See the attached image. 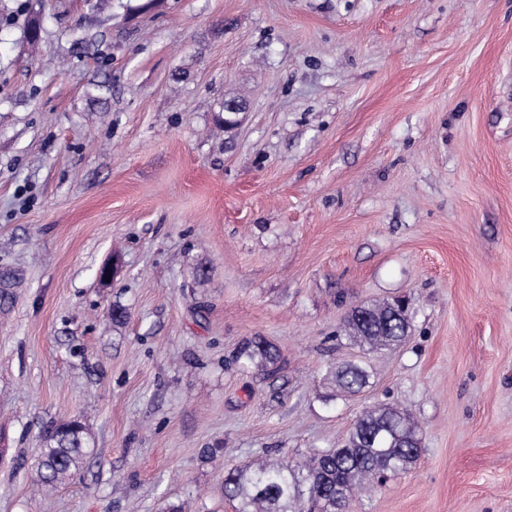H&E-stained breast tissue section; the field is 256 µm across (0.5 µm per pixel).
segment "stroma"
I'll list each match as a JSON object with an SVG mask.
<instances>
[{
	"label": "stroma",
	"mask_w": 512,
	"mask_h": 512,
	"mask_svg": "<svg viewBox=\"0 0 512 512\" xmlns=\"http://www.w3.org/2000/svg\"><path fill=\"white\" fill-rule=\"evenodd\" d=\"M398 296L338 396L346 313ZM379 403L421 453L348 512H512V0H0V512H234L225 469ZM74 417L94 454L39 494ZM276 349L262 341L248 342L243 346L237 355V360L246 365L257 367H268L274 365L277 360ZM335 386L343 396L360 393L370 384V365L362 360H350L331 369Z\"/></svg>",
	"instance_id": "obj_1"
}]
</instances>
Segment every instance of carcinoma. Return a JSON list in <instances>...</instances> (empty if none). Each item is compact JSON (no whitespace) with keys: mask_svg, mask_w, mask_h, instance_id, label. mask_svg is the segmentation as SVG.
Instances as JSON below:
<instances>
[{"mask_svg":"<svg viewBox=\"0 0 512 512\" xmlns=\"http://www.w3.org/2000/svg\"><path fill=\"white\" fill-rule=\"evenodd\" d=\"M412 314L401 299L382 300L351 309L344 338L368 351L394 348L406 340ZM246 365L267 367L276 349L262 341L249 342L237 355ZM340 394L360 393L370 384V365L342 362L331 369ZM421 438L415 422L403 410L377 405L366 409L344 444L276 466L236 467L224 472V497L238 503L236 512H346L353 490L383 484L406 472L417 460ZM93 454L85 428L77 421L52 423L42 434L39 463L33 479L37 488L55 490Z\"/></svg>","mask_w":512,"mask_h":512,"instance_id":"cac0c4a2","label":"carcinoma"}]
</instances>
